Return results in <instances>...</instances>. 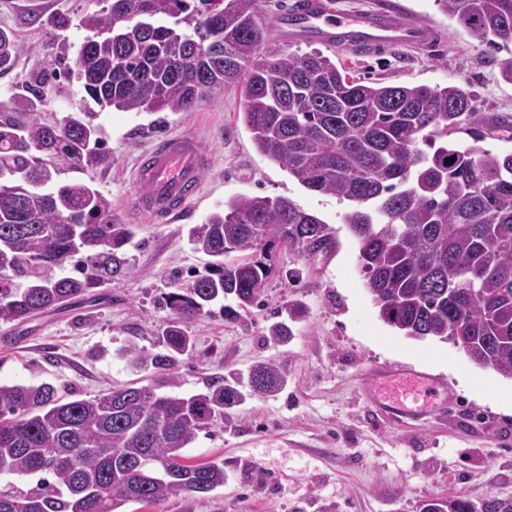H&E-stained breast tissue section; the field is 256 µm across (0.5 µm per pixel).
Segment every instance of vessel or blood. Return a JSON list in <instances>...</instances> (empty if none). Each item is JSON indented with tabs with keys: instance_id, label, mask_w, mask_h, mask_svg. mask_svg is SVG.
<instances>
[{
	"instance_id": "1",
	"label": "vessel or blood",
	"mask_w": 512,
	"mask_h": 512,
	"mask_svg": "<svg viewBox=\"0 0 512 512\" xmlns=\"http://www.w3.org/2000/svg\"><path fill=\"white\" fill-rule=\"evenodd\" d=\"M279 26L289 39L320 41L359 55H380L399 44L427 52L436 47L433 26L392 7L346 14L332 0H293ZM208 159L206 147L193 135L159 137L135 166L130 214L145 213L163 222L180 214L198 195ZM368 382L369 405L396 427L424 422L452 402L437 377L407 366L371 369Z\"/></svg>"
}]
</instances>
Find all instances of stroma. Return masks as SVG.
<instances>
[{
	"mask_svg": "<svg viewBox=\"0 0 512 512\" xmlns=\"http://www.w3.org/2000/svg\"><path fill=\"white\" fill-rule=\"evenodd\" d=\"M395 3L438 29L436 53L399 46L360 60L326 44L287 41L276 31L266 49L319 51L355 77L390 85H459L472 92L476 111L512 115V82L500 75L507 52L489 51L434 0ZM97 8L96 0H0V27L29 48L0 74V108L37 68L59 58L74 64L86 35L79 20ZM54 19L66 20V27L52 28ZM243 110L239 89L227 86L190 112H100L107 162L63 170L61 178L93 185L123 223L134 224L127 250L132 269L66 308L19 326L0 323V383L46 381L81 399L143 385L161 394L199 393L229 375L247 376L260 363L284 372L282 390L248 397L185 448L190 463H223L222 487L151 506L131 502L125 512H421L430 499L462 495L478 506L512 504V378L476 366L452 342L413 340L384 322L343 220L351 202L305 188L261 154ZM180 132L211 150L199 198L172 223L131 218L125 206L137 157L157 136ZM239 196L288 197L329 226L333 252H280L262 306L235 322L217 311L194 320V349L174 370L133 367L129 346L163 350L158 331L171 313L162 296L188 287L209 263L190 244V229ZM296 303L303 315L292 324V340L270 341V325ZM398 364L443 381L454 395L446 414L406 428L376 416L365 398L366 372Z\"/></svg>",
	"mask_w": 512,
	"mask_h": 512,
	"instance_id": "1",
	"label": "stroma"
}]
</instances>
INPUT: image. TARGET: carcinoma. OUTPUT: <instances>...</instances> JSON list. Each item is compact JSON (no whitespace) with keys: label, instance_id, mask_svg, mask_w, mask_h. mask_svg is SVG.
<instances>
[{"label":"carcinoma","instance_id":"obj_1","mask_svg":"<svg viewBox=\"0 0 512 512\" xmlns=\"http://www.w3.org/2000/svg\"><path fill=\"white\" fill-rule=\"evenodd\" d=\"M489 48L512 45V0H435ZM75 67L41 71L11 98L25 121L0 118V322L20 325L131 270L133 225L61 164L106 162L97 112L83 108L47 125L31 118L53 78L77 82L100 109L189 112L234 85L257 149L301 185L355 203L344 223L381 318L404 335L465 348L481 367L512 378V152L478 150L448 136L512 138V115L477 112L449 85L361 81L321 52H264L270 23L257 0H112L85 14ZM0 28V73L22 54ZM212 257L187 288L162 296L172 317L165 352L131 346L130 360L170 371L192 352L188 326L220 304L234 322L261 303L280 248L316 253L328 225L285 196L237 197L193 227ZM74 263V274H65ZM272 340L290 341L288 321ZM272 364L189 396L126 387L67 400L55 386L0 385V475H41L27 493H0V512H121L224 485V465H191L197 434L247 397L282 388ZM48 473L52 479L43 477Z\"/></svg>","mask_w":512,"mask_h":512}]
</instances>
